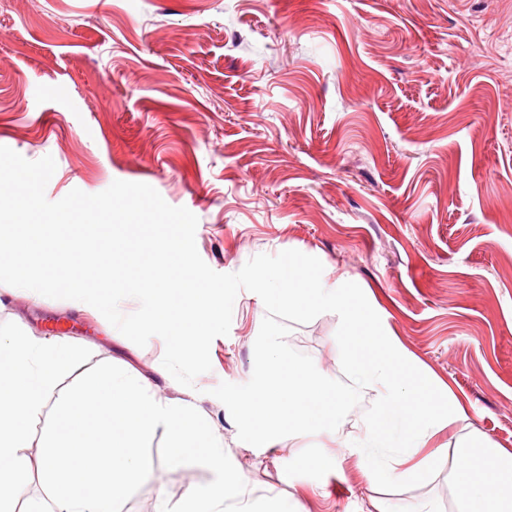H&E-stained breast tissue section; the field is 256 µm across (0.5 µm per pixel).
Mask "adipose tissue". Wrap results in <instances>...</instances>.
Here are the masks:
<instances>
[{
	"label": "adipose tissue",
	"mask_w": 512,
	"mask_h": 512,
	"mask_svg": "<svg viewBox=\"0 0 512 512\" xmlns=\"http://www.w3.org/2000/svg\"><path fill=\"white\" fill-rule=\"evenodd\" d=\"M174 248L173 241H153L152 287L120 291L135 299L141 316L112 318L119 336L132 326L175 329L159 377L110 359L73 382V367L87 357L83 342L30 329L0 332V512H118L120 502L148 480V450L156 445L174 462L190 448H204L218 477L190 485L175 503L158 493L154 512H229L230 501L240 497L236 474L224 466L222 428L198 393L174 376L176 365L200 354L232 303L201 288L191 268L172 275ZM457 452L470 462L453 480L458 512H512V452L479 434L463 440ZM489 468L496 479L486 478ZM30 483L37 493L27 497Z\"/></svg>",
	"instance_id": "adipose-tissue-1"
}]
</instances>
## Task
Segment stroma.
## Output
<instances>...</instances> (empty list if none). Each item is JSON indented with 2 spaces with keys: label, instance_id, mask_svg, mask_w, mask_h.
<instances>
[{
  "label": "stroma",
  "instance_id": "obj_1",
  "mask_svg": "<svg viewBox=\"0 0 512 512\" xmlns=\"http://www.w3.org/2000/svg\"><path fill=\"white\" fill-rule=\"evenodd\" d=\"M0 146L52 156L46 187L96 194L145 183L198 219L196 246L214 271L295 249L358 284L422 372L449 387L473 428L512 451V0H0ZM266 314L236 297L228 335L198 376L207 414L224 429V460L243 494L298 512H457L460 427L423 457L426 483L371 487L336 432L252 448L210 391L242 384ZM327 312L293 324L288 345L339 378ZM84 341L154 374L168 340L69 301L0 296V329ZM152 478L120 505L154 512L214 481L195 448L181 466L151 448Z\"/></svg>",
  "mask_w": 512,
  "mask_h": 512
}]
</instances>
